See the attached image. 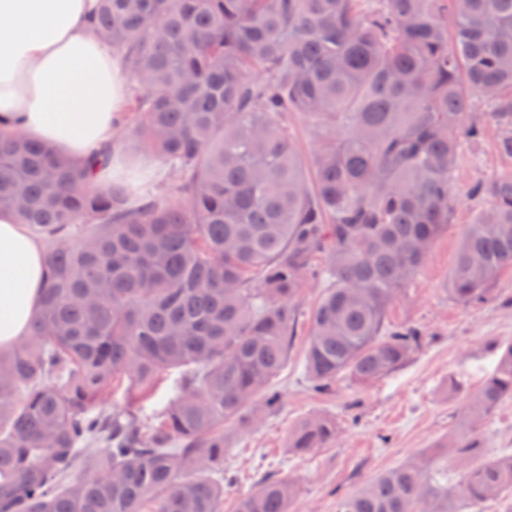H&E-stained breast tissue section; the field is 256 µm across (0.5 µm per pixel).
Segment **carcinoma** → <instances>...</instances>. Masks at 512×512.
<instances>
[{
    "instance_id": "obj_1",
    "label": "carcinoma",
    "mask_w": 512,
    "mask_h": 512,
    "mask_svg": "<svg viewBox=\"0 0 512 512\" xmlns=\"http://www.w3.org/2000/svg\"><path fill=\"white\" fill-rule=\"evenodd\" d=\"M97 35L134 83L132 148L167 170L136 198L22 134L0 135V211L37 236L44 288L29 336L0 349V512H222L224 426H257L278 395L304 283L323 289L305 353L312 389L358 388L422 345L386 313L450 223L464 142L483 135L478 94L512 157V0H98ZM321 130L315 183L288 113ZM448 278L482 300L512 266V171ZM444 442L341 498L336 512H512V453L476 456L512 400V341ZM178 371L144 418L137 402ZM129 403L98 409L121 383ZM313 413L287 448L336 439ZM458 472L448 489V466ZM291 477L263 480L237 512H289ZM180 390V378L178 373H173L165 378L156 393L138 404L143 416H152L161 411L168 401Z\"/></svg>"
}]
</instances>
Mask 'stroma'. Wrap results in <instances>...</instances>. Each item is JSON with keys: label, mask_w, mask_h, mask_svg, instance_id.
Here are the masks:
<instances>
[{"label": "stroma", "mask_w": 512, "mask_h": 512, "mask_svg": "<svg viewBox=\"0 0 512 512\" xmlns=\"http://www.w3.org/2000/svg\"><path fill=\"white\" fill-rule=\"evenodd\" d=\"M488 111L484 101H477L476 114L486 121L485 134L482 140L463 145L452 187L450 224L387 312L389 325L421 331V348L401 369L365 388L342 380L333 394L314 393L303 360L321 288L318 281L307 282L299 298L300 317L288 365L273 382L280 395L277 406L256 428L227 432L224 468L234 481L224 489L223 512H235L238 497L269 474L297 479L299 491L291 512H336L339 497L357 492L371 478L452 432L466 396L450 389L449 376L466 375L470 389H477L495 363L492 343L512 340V267L491 281L484 302L463 305L445 291L462 236L487 205L485 199L471 195L472 185L512 170V158L497 149L499 130L487 120ZM316 412L335 416V442L309 454L289 453V430ZM482 438L487 453L512 448V401L489 417Z\"/></svg>", "instance_id": "35a3bbf8"}]
</instances>
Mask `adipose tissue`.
I'll return each mask as SVG.
<instances>
[{
    "label": "adipose tissue",
    "mask_w": 512,
    "mask_h": 512,
    "mask_svg": "<svg viewBox=\"0 0 512 512\" xmlns=\"http://www.w3.org/2000/svg\"><path fill=\"white\" fill-rule=\"evenodd\" d=\"M97 0H0V129L24 132L72 162L105 147L127 98L121 63L91 28ZM45 275L40 243L0 212V347L27 336Z\"/></svg>",
    "instance_id": "1"
}]
</instances>
